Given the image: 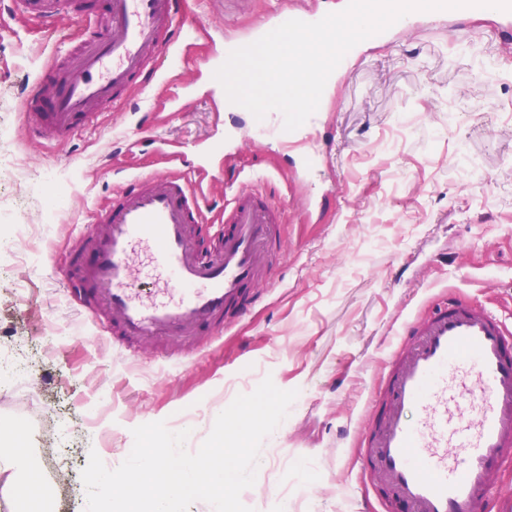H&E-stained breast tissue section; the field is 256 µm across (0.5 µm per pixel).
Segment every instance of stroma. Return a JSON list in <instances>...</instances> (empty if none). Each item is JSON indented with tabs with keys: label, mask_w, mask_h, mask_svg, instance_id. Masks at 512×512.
<instances>
[{
	"label": "stroma",
	"mask_w": 512,
	"mask_h": 512,
	"mask_svg": "<svg viewBox=\"0 0 512 512\" xmlns=\"http://www.w3.org/2000/svg\"><path fill=\"white\" fill-rule=\"evenodd\" d=\"M51 26L14 16L0 0V122L14 130V150L28 178L0 186L19 198L34 226L22 244L34 267L0 272V343L22 340L38 386L33 410L67 421L54 442L46 428L23 430L0 397V441L24 445L36 485L20 495L0 486V512H85L81 472L90 452L120 461L133 428L165 422L195 429L197 450L216 413L264 378L297 391L287 417L262 443L253 487L241 494L253 512H409L376 495L363 455L370 402L401 345L406 322L436 300L482 303L512 325V39L497 19L421 23L365 47L332 86L331 105L306 129L298 148L272 138L246 141L236 171L212 143L226 130L251 128L248 112L224 109L203 61L213 43L200 36L184 56L160 58L168 87L133 91L116 109L66 142H30L24 99L47 62L65 67L76 47V13ZM303 0H186L187 25L245 34L264 15ZM493 59L500 76L479 63ZM315 153V185L327 187L321 212L305 219L290 189L301 152ZM205 165V215L220 221L226 184L264 170L260 186L288 211L279 285L226 331L200 326L193 345L168 340L133 354L103 334L69 287L73 253L96 214L133 173L174 168V153ZM491 175L482 184L478 173ZM52 487L41 500L36 487Z\"/></svg>",
	"instance_id": "obj_1"
}]
</instances>
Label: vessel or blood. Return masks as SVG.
I'll return each instance as SVG.
<instances>
[{
    "instance_id": "obj_1",
    "label": "vessel or blood",
    "mask_w": 512,
    "mask_h": 512,
    "mask_svg": "<svg viewBox=\"0 0 512 512\" xmlns=\"http://www.w3.org/2000/svg\"><path fill=\"white\" fill-rule=\"evenodd\" d=\"M15 6L47 24L64 10L63 0ZM326 13L315 0L267 16L225 48ZM178 17L177 0H108L106 16L81 14L83 37L66 70L36 80L24 102L31 139L61 142L94 123L160 55L175 51ZM44 98L52 110L43 115L36 108ZM307 173L295 169L291 184L309 215L316 201ZM202 203L201 184L176 169L131 176L101 209L99 231L88 241L94 260L79 285L111 320L119 344L144 347L171 336L186 342L203 323L226 328L274 285L272 267L284 250L276 231L286 219L282 205L252 186L239 188L224 207L219 247L204 255L196 244ZM384 385L364 439L373 483L412 512H484L492 466L512 461V330L478 302L440 300L407 323Z\"/></svg>"
}]
</instances>
